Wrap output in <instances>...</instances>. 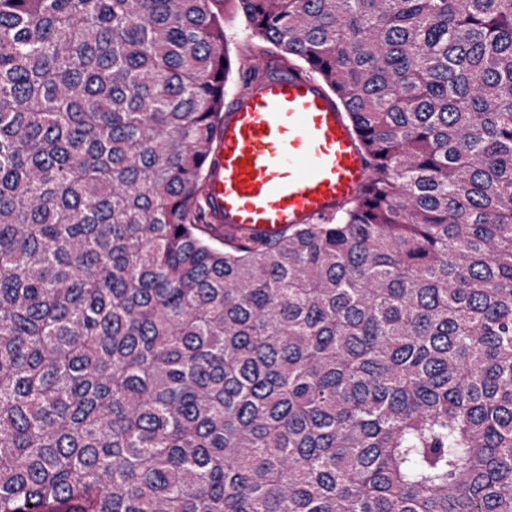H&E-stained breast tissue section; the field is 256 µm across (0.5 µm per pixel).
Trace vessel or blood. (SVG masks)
Returning <instances> with one entry per match:
<instances>
[{
	"label": "vessel or blood",
	"mask_w": 512,
	"mask_h": 512,
	"mask_svg": "<svg viewBox=\"0 0 512 512\" xmlns=\"http://www.w3.org/2000/svg\"><path fill=\"white\" fill-rule=\"evenodd\" d=\"M263 74L225 109L207 157L204 199L215 223L274 236L333 218L364 189L370 166L345 112L301 71Z\"/></svg>",
	"instance_id": "1"
}]
</instances>
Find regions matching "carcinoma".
I'll list each match as a JSON object with an SVG mask.
<instances>
[{
	"label": "carcinoma",
	"mask_w": 512,
	"mask_h": 512,
	"mask_svg": "<svg viewBox=\"0 0 512 512\" xmlns=\"http://www.w3.org/2000/svg\"><path fill=\"white\" fill-rule=\"evenodd\" d=\"M215 0H0V512H512V0H239L363 195L198 234Z\"/></svg>",
	"instance_id": "1"
}]
</instances>
